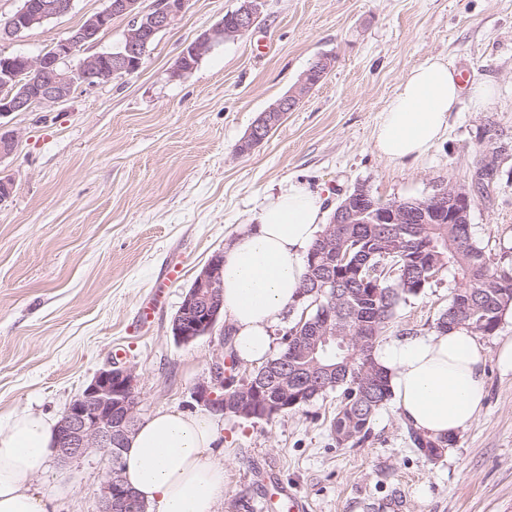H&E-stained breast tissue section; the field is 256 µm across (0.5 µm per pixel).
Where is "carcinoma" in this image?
Listing matches in <instances>:
<instances>
[{
  "label": "carcinoma",
  "mask_w": 512,
  "mask_h": 512,
  "mask_svg": "<svg viewBox=\"0 0 512 512\" xmlns=\"http://www.w3.org/2000/svg\"><path fill=\"white\" fill-rule=\"evenodd\" d=\"M335 235L336 263L323 257L307 263L302 287L312 288L324 277L330 285L304 302L311 312L288 331L279 353L246 380H263L264 398L290 411L342 390L332 430L336 444L353 447L367 437L374 415L391 397L387 374L373 352L394 323L400 302L428 287L434 273L448 272L457 284L448 307L457 304L460 313L441 312L436 329L462 325L475 335H491L512 308V268L490 261L469 224H337ZM358 263L365 270L390 265L396 275L358 280ZM327 316L341 334L312 356L310 340ZM326 367L332 371L323 382L309 379Z\"/></svg>",
  "instance_id": "carcinoma-1"
}]
</instances>
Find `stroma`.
Returning a JSON list of instances; mask_svg holds the SVG:
<instances>
[{
  "label": "stroma",
  "instance_id": "1",
  "mask_svg": "<svg viewBox=\"0 0 512 512\" xmlns=\"http://www.w3.org/2000/svg\"><path fill=\"white\" fill-rule=\"evenodd\" d=\"M107 0L0 40V55L35 58L102 11ZM240 0H189L135 73L77 89L66 101L0 118L16 147L0 161L12 184L0 207V419L31 409L61 418L109 362L134 367L140 418L161 408L198 412L191 393L226 355L223 325L177 343L183 296L237 225L288 180L324 192L334 211L355 186L382 201L427 199L494 176L472 210V231L498 265L512 266V0H264L245 35L214 46L179 80L184 46ZM334 66L250 153L238 143L319 56ZM443 56L467 82L496 88L483 109L462 100L445 137L423 158L390 164L372 133L408 71ZM182 278L144 309L167 265ZM455 283L438 276L397 310L390 337L433 333ZM488 393L441 458L415 448L394 403L360 444L337 445L333 391L273 420L221 417L220 512H267L275 489L306 512H512V373L486 366ZM107 466L98 454L54 462L32 485L62 488L59 512H98Z\"/></svg>",
  "mask_w": 512,
  "mask_h": 512
}]
</instances>
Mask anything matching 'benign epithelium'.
<instances>
[{"label":"benign epithelium","instance_id":"7a95c632","mask_svg":"<svg viewBox=\"0 0 512 512\" xmlns=\"http://www.w3.org/2000/svg\"><path fill=\"white\" fill-rule=\"evenodd\" d=\"M74 0H42L35 4L22 0V6L10 18L0 36L11 39L57 18L73 7ZM189 0H156L149 11L139 9V0H109L102 12L87 17L81 25L59 40L51 54L36 59L20 57L0 59V117L12 112H28L36 106L67 100L75 87H93L98 80L117 74H133L139 70L151 39L173 26L186 10ZM263 0H241L236 16V33L250 31L261 14ZM116 16L129 18L122 42L111 52H99L79 60L72 59L96 44ZM224 40V24L219 23L188 43L197 57L209 52ZM314 87L310 73H305L288 95L271 104L259 116L245 145L238 152L247 153L265 139L288 112L295 109L301 97ZM476 186L450 183L410 211L395 202L374 214L379 224H468L474 205ZM370 193L363 185L335 212L332 223L355 224L361 209L369 206ZM224 252L215 253L195 277L183 296L171 321L175 341L189 344L213 332L224 313ZM137 377L132 367L117 362L99 370L82 394L69 404L58 422L57 452L63 461L78 460L91 452L100 455L107 465V478L99 491L100 512H130L135 495L124 486L115 467L118 450L129 437L138 417L135 394ZM224 362L216 360L209 377L198 382L193 400L206 410L224 413Z\"/></svg>","mask_w":512,"mask_h":512}]
</instances>
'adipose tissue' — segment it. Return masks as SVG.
Masks as SVG:
<instances>
[{
  "label": "adipose tissue",
  "instance_id": "ef3b65f1",
  "mask_svg": "<svg viewBox=\"0 0 512 512\" xmlns=\"http://www.w3.org/2000/svg\"><path fill=\"white\" fill-rule=\"evenodd\" d=\"M461 92L457 70L443 57L411 69L374 127L378 155L397 163L426 154L445 136ZM324 216L321 194L294 182L266 197L254 223L240 225L225 246L224 320L241 363L260 365L271 356L273 331L302 286ZM374 358L403 423L453 437L482 409L488 360L512 373V338L491 354L466 329L438 330L381 342ZM56 428L51 417L28 410L0 420V512H55L53 495L29 482L49 471ZM220 436L211 414L158 410L131 435L122 477L148 512H217L224 495V463L215 452Z\"/></svg>",
  "mask_w": 512,
  "mask_h": 512
}]
</instances>
